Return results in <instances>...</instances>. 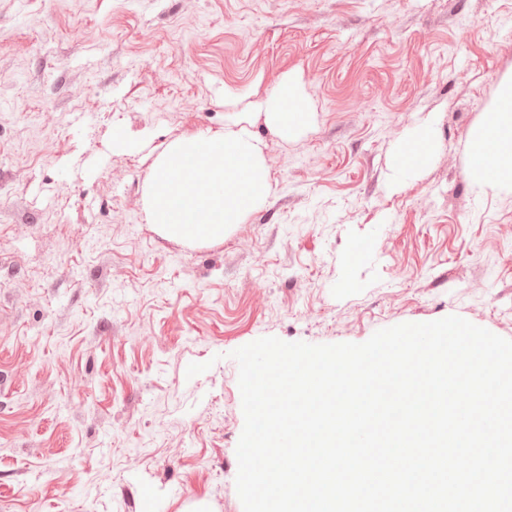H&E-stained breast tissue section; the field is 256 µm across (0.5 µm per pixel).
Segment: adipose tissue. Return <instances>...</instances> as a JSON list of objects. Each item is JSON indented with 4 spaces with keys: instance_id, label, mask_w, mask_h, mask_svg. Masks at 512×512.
<instances>
[{
    "instance_id": "1",
    "label": "adipose tissue",
    "mask_w": 512,
    "mask_h": 512,
    "mask_svg": "<svg viewBox=\"0 0 512 512\" xmlns=\"http://www.w3.org/2000/svg\"><path fill=\"white\" fill-rule=\"evenodd\" d=\"M266 123L283 137L301 131L312 114L304 107L299 90L292 81L282 82L264 104ZM436 146L432 123L407 139L393 158L395 172L425 166ZM471 173L474 177L512 185V78L503 82L499 96L484 121L470 135Z\"/></svg>"
}]
</instances>
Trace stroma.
Listing matches in <instances>:
<instances>
[{
    "label": "stroma",
    "instance_id": "obj_1",
    "mask_svg": "<svg viewBox=\"0 0 512 512\" xmlns=\"http://www.w3.org/2000/svg\"><path fill=\"white\" fill-rule=\"evenodd\" d=\"M511 76L512 0H0V512H243L231 353L259 338L512 340V190L467 175ZM286 78L289 139L257 113ZM243 112L270 195L223 242L163 237L156 157ZM436 146L435 130L431 122H425L420 131L407 139L393 158V168L397 173H405L407 169L425 166Z\"/></svg>",
    "mask_w": 512,
    "mask_h": 512
}]
</instances>
